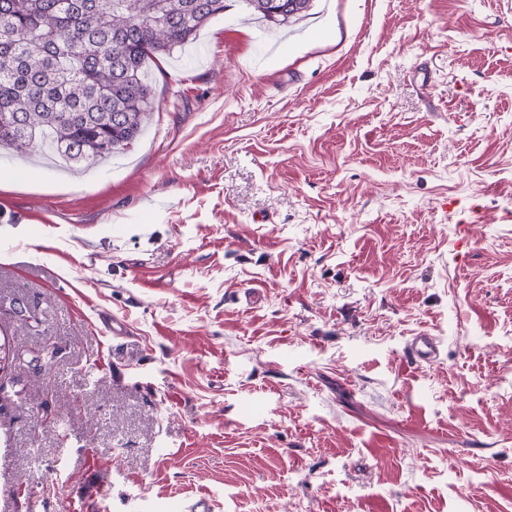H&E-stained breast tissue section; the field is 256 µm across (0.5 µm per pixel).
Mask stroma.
Listing matches in <instances>:
<instances>
[{"label":"stroma","mask_w":512,"mask_h":512,"mask_svg":"<svg viewBox=\"0 0 512 512\" xmlns=\"http://www.w3.org/2000/svg\"><path fill=\"white\" fill-rule=\"evenodd\" d=\"M148 71L131 152L0 154V512H512L507 0H226ZM312 0H243L250 15L257 20L271 22L275 25L286 26L299 20L302 13L307 11ZM284 8L280 13L277 9ZM273 13H277L273 17ZM407 358L419 365L437 362L440 356V341L437 336L422 332L412 336L406 346Z\"/></svg>","instance_id":"stroma-1"}]
</instances>
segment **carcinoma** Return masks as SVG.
I'll list each match as a JSON object with an SVG mask.
<instances>
[{
    "instance_id": "carcinoma-1",
    "label": "carcinoma",
    "mask_w": 512,
    "mask_h": 512,
    "mask_svg": "<svg viewBox=\"0 0 512 512\" xmlns=\"http://www.w3.org/2000/svg\"><path fill=\"white\" fill-rule=\"evenodd\" d=\"M286 26L311 0H243ZM224 0H0V148L79 164L129 151L154 111L149 62L194 42Z\"/></svg>"
}]
</instances>
